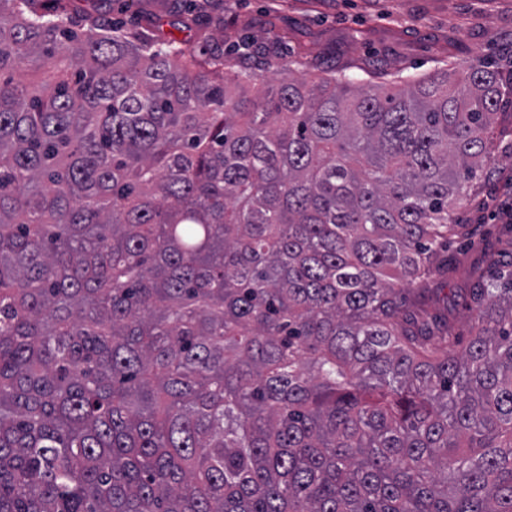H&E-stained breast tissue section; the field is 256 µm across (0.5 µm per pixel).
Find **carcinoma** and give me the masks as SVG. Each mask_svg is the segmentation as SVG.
<instances>
[{"mask_svg": "<svg viewBox=\"0 0 512 512\" xmlns=\"http://www.w3.org/2000/svg\"><path fill=\"white\" fill-rule=\"evenodd\" d=\"M74 14L0 0V512H512V261L459 348L440 258L499 72L274 85Z\"/></svg>", "mask_w": 512, "mask_h": 512, "instance_id": "obj_1", "label": "carcinoma"}]
</instances>
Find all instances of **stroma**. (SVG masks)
Segmentation results:
<instances>
[{
	"label": "stroma",
	"instance_id": "35a3bbf8",
	"mask_svg": "<svg viewBox=\"0 0 512 512\" xmlns=\"http://www.w3.org/2000/svg\"><path fill=\"white\" fill-rule=\"evenodd\" d=\"M78 9H108L128 23H154L163 39L195 53L231 50L248 36L263 62L274 47L299 68H348L362 83L381 68L426 77L473 60L512 77V0H224L201 28L177 23L182 0H72ZM456 214L468 225L467 241L448 250V286L466 287L487 273L504 230L500 207L512 203V94L503 96L492 159L469 183Z\"/></svg>",
	"mask_w": 512,
	"mask_h": 512
}]
</instances>
